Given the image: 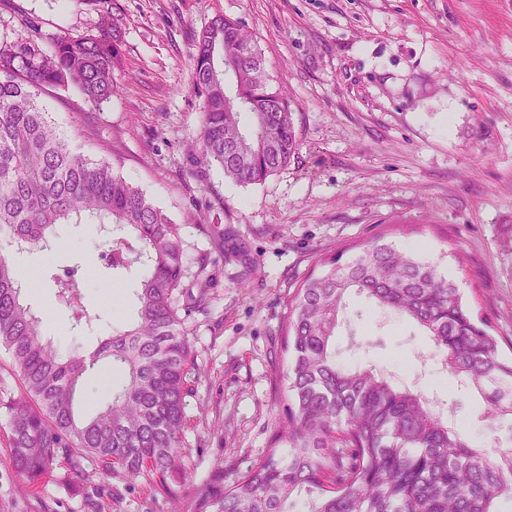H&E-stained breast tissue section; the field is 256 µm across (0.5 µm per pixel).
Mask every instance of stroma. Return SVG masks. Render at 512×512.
Segmentation results:
<instances>
[{
    "label": "stroma",
    "instance_id": "stroma-1",
    "mask_svg": "<svg viewBox=\"0 0 512 512\" xmlns=\"http://www.w3.org/2000/svg\"><path fill=\"white\" fill-rule=\"evenodd\" d=\"M122 24L119 92L98 106L76 89H49L40 100L74 147L106 158L182 227L188 277L205 269L212 302L186 330L196 381L186 399L194 426L185 436L193 482L217 467L245 472L268 448L285 417L289 355L281 326L295 288L329 256L350 260L379 240L440 263L500 350L512 357V0H112ZM241 20L261 49L272 85L292 99L299 150L264 183L241 185L215 166L196 164L188 144L200 105L190 65L195 35L213 17ZM42 38L93 29L89 0H0V36L19 17ZM221 225L253 264L248 288L238 265L210 240ZM57 248L36 260L34 311L52 300L60 266H88L87 305L118 326L135 317L133 282L99 258L93 224H61ZM115 278L119 299L101 282ZM57 346L73 340L68 309ZM333 346L352 367L373 366L433 400L452 402L467 441L512 443V425L486 427L478 394L432 360L433 341L411 321L381 316L366 295L349 292ZM123 384L100 362L77 400L94 415ZM9 416L0 409V512H171L146 485L56 469L23 494L8 459Z\"/></svg>",
    "mask_w": 512,
    "mask_h": 512
}]
</instances>
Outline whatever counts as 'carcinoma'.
Returning a JSON list of instances; mask_svg holds the SVG:
<instances>
[{
    "label": "carcinoma",
    "instance_id": "obj_1",
    "mask_svg": "<svg viewBox=\"0 0 512 512\" xmlns=\"http://www.w3.org/2000/svg\"><path fill=\"white\" fill-rule=\"evenodd\" d=\"M90 2L101 13L94 31L64 32L42 47L25 18L0 37V236L20 254L50 249L59 224L98 225L107 236L106 267L136 272L137 318L97 337L92 350L77 343L62 353L0 252V347L24 388L0 407L9 414V464L20 491L32 493L57 462L77 473L89 461L102 474L159 490L175 512H295L298 500L303 512H497L498 500L512 501V447L476 448L418 389L336 361L330 340L345 295L355 290L432 337L444 366L482 396L484 420L512 419V359L500 354L488 323L473 318L437 263L378 240L344 265L324 260L327 270L296 289L281 330L292 354L286 424L270 448L229 483L224 467L215 469L184 499L181 486L192 472L183 444L193 426L185 399L195 379L185 317L207 310L209 279L183 285L180 225L111 162L73 149L39 102L48 88L73 87L93 106L118 91L119 19L109 0ZM191 68L201 125L190 155L238 184L263 183L287 166L299 146L291 99L269 82L242 23L213 18ZM210 234L224 254L249 265L231 232L217 226ZM86 274L76 262L54 277L55 300L70 310L76 332L103 322L82 300ZM102 360L118 366L125 382L111 403L80 420L84 375Z\"/></svg>",
    "mask_w": 512,
    "mask_h": 512
}]
</instances>
